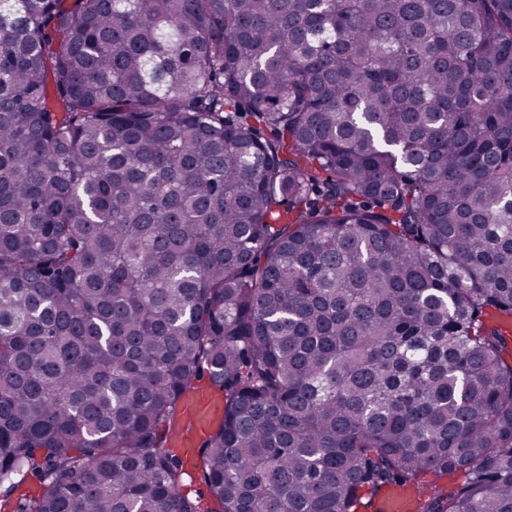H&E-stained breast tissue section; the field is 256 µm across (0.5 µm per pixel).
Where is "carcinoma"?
I'll list each match as a JSON object with an SVG mask.
<instances>
[{"label":"carcinoma","instance_id":"cac0c4a2","mask_svg":"<svg viewBox=\"0 0 512 512\" xmlns=\"http://www.w3.org/2000/svg\"><path fill=\"white\" fill-rule=\"evenodd\" d=\"M489 309L512 0H0V512H512ZM213 409L214 403L204 391L186 395L183 412L196 433L204 432L214 423ZM423 490L422 485L416 484L404 487L387 486L369 499L365 509L369 512H412Z\"/></svg>","mask_w":512,"mask_h":512}]
</instances>
